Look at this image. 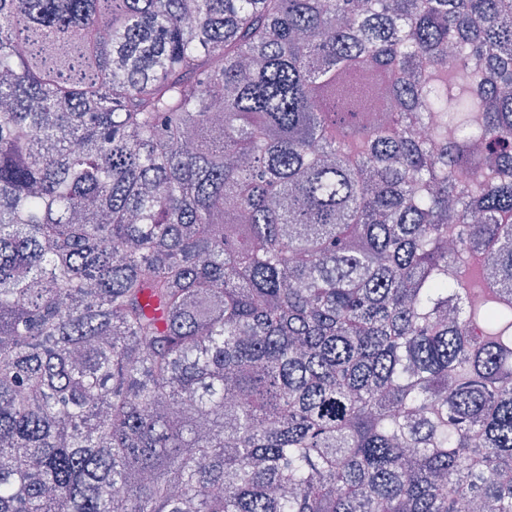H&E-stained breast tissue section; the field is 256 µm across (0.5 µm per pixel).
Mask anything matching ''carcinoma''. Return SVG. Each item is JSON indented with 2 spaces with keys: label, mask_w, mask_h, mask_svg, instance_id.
Segmentation results:
<instances>
[{
  "label": "carcinoma",
  "mask_w": 512,
  "mask_h": 512,
  "mask_svg": "<svg viewBox=\"0 0 512 512\" xmlns=\"http://www.w3.org/2000/svg\"><path fill=\"white\" fill-rule=\"evenodd\" d=\"M468 507L512 0H0V512Z\"/></svg>",
  "instance_id": "carcinoma-1"
}]
</instances>
